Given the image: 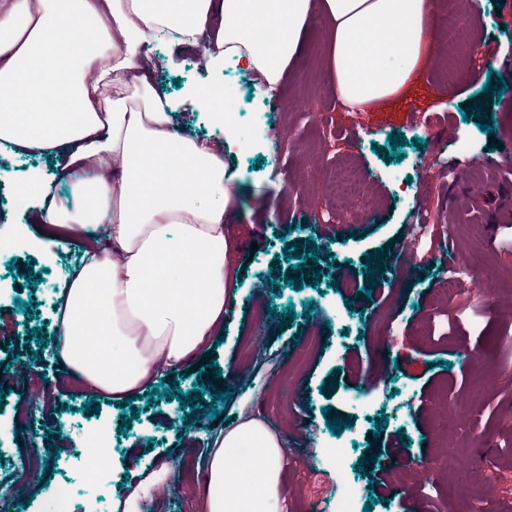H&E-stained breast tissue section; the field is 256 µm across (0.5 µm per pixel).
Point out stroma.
<instances>
[{
    "instance_id": "35a3bbf8",
    "label": "stroma",
    "mask_w": 512,
    "mask_h": 512,
    "mask_svg": "<svg viewBox=\"0 0 512 512\" xmlns=\"http://www.w3.org/2000/svg\"><path fill=\"white\" fill-rule=\"evenodd\" d=\"M480 2L463 18L439 5L449 38L402 93L363 112L336 105L320 19L277 89L226 61L223 84L240 102V138L230 143L192 102L207 78L197 47L146 50L149 79L170 99L179 130L222 147L236 202L223 339L183 366L184 380L155 381L152 401L136 395L121 405L82 384L56 394L33 427L16 423L14 367L25 368L28 387L65 373L55 355L57 295L86 242L77 228L64 246L50 244L15 201L30 170L62 182L64 159L0 146V226H25L35 242L0 250V487L16 490L9 512H51L65 482L75 512H115L133 493L149 512H201L187 471L204 470L214 439L251 417L273 425L288 449L277 512H336L346 496L360 508L372 503V512H512V206L499 200L512 190V164L489 166L512 139V76L501 97L482 91L488 74L506 75L512 0ZM464 106L480 107L488 132L463 119ZM396 134L405 145L392 147ZM414 138L422 147L411 146ZM380 147L394 148L395 160L377 156ZM346 165L373 197L370 213L355 200L337 216L327 175ZM421 223L425 242L408 250V227ZM307 242L320 258L301 274L284 251ZM383 247L404 255L407 276L365 274L367 254ZM462 263L497 292L443 291ZM29 266L41 281L25 280ZM297 277L299 289L288 284ZM289 307L296 316L286 325L280 315ZM32 329L45 341L27 338ZM203 376L229 394L214 404L221 418L180 408L188 391L205 392ZM91 400L97 410H85ZM326 406L352 426L332 435ZM103 426L108 494L82 460ZM34 454L35 472L27 466Z\"/></svg>"
}]
</instances>
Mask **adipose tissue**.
<instances>
[{"label":"adipose tissue","mask_w":512,"mask_h":512,"mask_svg":"<svg viewBox=\"0 0 512 512\" xmlns=\"http://www.w3.org/2000/svg\"><path fill=\"white\" fill-rule=\"evenodd\" d=\"M325 23L327 68L351 109L388 101L429 59L436 0H0V142L61 155L67 179L17 185L35 223L104 224L105 250L83 251L59 294L56 356L92 389L131 397L203 354L224 324L234 201L219 150L177 131L169 102L140 72L144 50L208 34V67L232 60L269 86ZM267 25L277 36L257 48ZM97 50L74 47L76 31ZM249 461L229 462L226 449ZM285 456L249 418L217 438L202 512H273Z\"/></svg>","instance_id":"obj_1"}]
</instances>
